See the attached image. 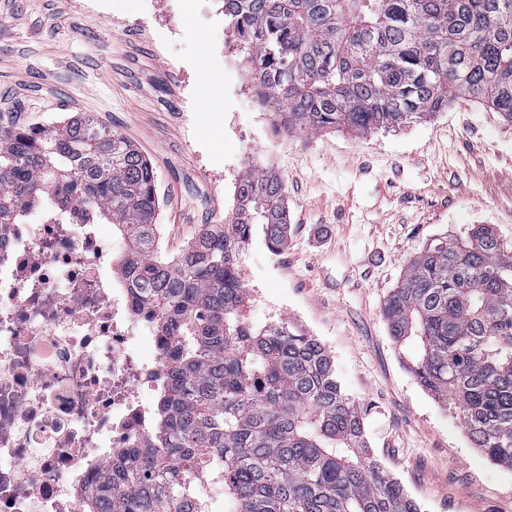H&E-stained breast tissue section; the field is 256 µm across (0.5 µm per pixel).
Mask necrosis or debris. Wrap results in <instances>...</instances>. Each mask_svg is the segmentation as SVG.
I'll list each match as a JSON object with an SVG mask.
<instances>
[{
	"mask_svg": "<svg viewBox=\"0 0 512 512\" xmlns=\"http://www.w3.org/2000/svg\"><path fill=\"white\" fill-rule=\"evenodd\" d=\"M115 262L93 224L0 225V512H83L155 420L163 339Z\"/></svg>",
	"mask_w": 512,
	"mask_h": 512,
	"instance_id": "necrosis-or-debris-1",
	"label": "necrosis or debris"
}]
</instances>
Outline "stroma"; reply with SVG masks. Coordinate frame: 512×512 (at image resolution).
<instances>
[{"instance_id":"obj_1","label":"stroma","mask_w":512,"mask_h":512,"mask_svg":"<svg viewBox=\"0 0 512 512\" xmlns=\"http://www.w3.org/2000/svg\"><path fill=\"white\" fill-rule=\"evenodd\" d=\"M123 0L127 22H105L85 0H0V125L43 127L87 113L134 144L157 181L160 247L178 254L234 209L214 174L242 162L272 168L285 188L288 240L270 251L255 235L242 254L245 288L265 305L242 313L282 318L316 336L343 391L359 402L373 455L422 512H512V469L475 448L456 416L409 370L381 310L427 241L466 233L483 216L512 249V123L476 102L359 138L339 129L271 135L256 97L237 95L245 67L207 72L200 55L234 33L195 22L180 0L182 36L158 53ZM196 101L176 104L187 84ZM238 135H230V127Z\"/></svg>"}]
</instances>
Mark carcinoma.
<instances>
[{
    "instance_id": "1",
    "label": "carcinoma",
    "mask_w": 512,
    "mask_h": 512,
    "mask_svg": "<svg viewBox=\"0 0 512 512\" xmlns=\"http://www.w3.org/2000/svg\"><path fill=\"white\" fill-rule=\"evenodd\" d=\"M258 99L284 133L358 137L426 119L457 100L512 123V0H224ZM226 224L179 256L156 240L154 170L94 118L0 128V225L42 205L106 222L121 264L165 337L156 424L83 512H420L374 458L364 415L318 339L283 319L243 321L240 255L256 231L287 241L285 189L249 169ZM410 369L457 412L475 447L512 469V252L487 225L436 237L386 299ZM208 473L213 488L196 476Z\"/></svg>"
}]
</instances>
